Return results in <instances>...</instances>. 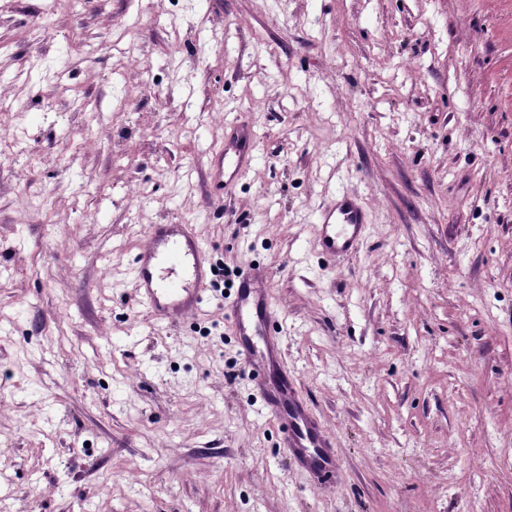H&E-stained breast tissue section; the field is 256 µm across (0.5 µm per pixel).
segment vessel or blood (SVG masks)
Instances as JSON below:
<instances>
[{
    "mask_svg": "<svg viewBox=\"0 0 512 512\" xmlns=\"http://www.w3.org/2000/svg\"><path fill=\"white\" fill-rule=\"evenodd\" d=\"M258 144L249 122L238 119L225 125L224 144L208 159L215 199H222L256 162ZM366 228L362 198L342 191L317 212L315 245L328 258H348L358 252ZM145 238L129 268L138 304L157 321L184 320L199 313L209 299L216 261L194 226L150 224ZM267 278L261 267L243 274L224 306V319L234 332L262 410L277 424L290 459L320 485L332 486L340 472L336 444L288 370L283 337L274 327Z\"/></svg>",
    "mask_w": 512,
    "mask_h": 512,
    "instance_id": "1",
    "label": "vessel or blood"
}]
</instances>
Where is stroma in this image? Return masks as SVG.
<instances>
[{
	"instance_id": "stroma-1",
	"label": "stroma",
	"mask_w": 512,
	"mask_h": 512,
	"mask_svg": "<svg viewBox=\"0 0 512 512\" xmlns=\"http://www.w3.org/2000/svg\"><path fill=\"white\" fill-rule=\"evenodd\" d=\"M0 512H512V0H0ZM246 113L222 202L208 157ZM361 195L358 256L315 212ZM187 221L267 266L323 487L214 295L123 274ZM259 137L247 121L236 119L224 126V145L208 159L210 191L219 202L234 188L258 158Z\"/></svg>"
}]
</instances>
